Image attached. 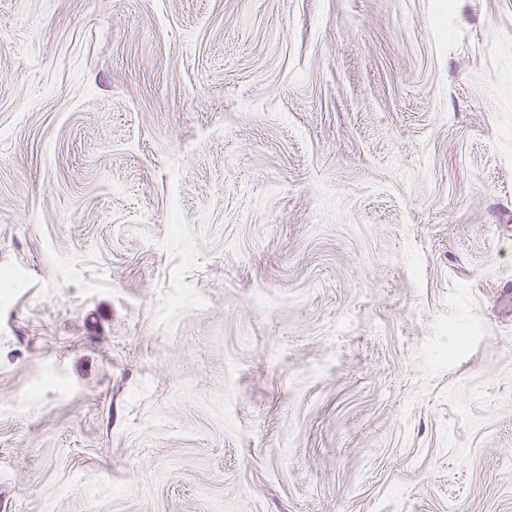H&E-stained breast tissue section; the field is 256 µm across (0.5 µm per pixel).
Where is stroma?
<instances>
[{
  "mask_svg": "<svg viewBox=\"0 0 512 512\" xmlns=\"http://www.w3.org/2000/svg\"><path fill=\"white\" fill-rule=\"evenodd\" d=\"M512 0H0V512H512Z\"/></svg>",
  "mask_w": 512,
  "mask_h": 512,
  "instance_id": "35a3bbf8",
  "label": "stroma"
}]
</instances>
